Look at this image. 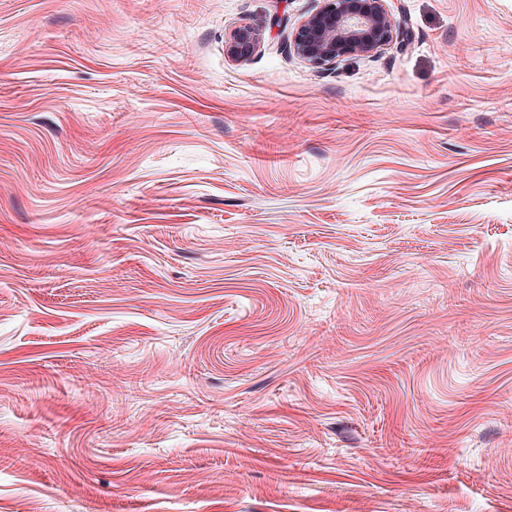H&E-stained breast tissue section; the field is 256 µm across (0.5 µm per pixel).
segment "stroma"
<instances>
[{
    "mask_svg": "<svg viewBox=\"0 0 512 512\" xmlns=\"http://www.w3.org/2000/svg\"><path fill=\"white\" fill-rule=\"evenodd\" d=\"M316 6L0 0V512H512V0ZM322 2L293 30L288 43L290 54L312 69L411 44V33L394 20L389 0ZM263 42V29L257 24L230 26L224 34V52L234 63H244L258 52Z\"/></svg>",
    "mask_w": 512,
    "mask_h": 512,
    "instance_id": "1",
    "label": "stroma"
}]
</instances>
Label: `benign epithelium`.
Masks as SVG:
<instances>
[{
	"label": "benign epithelium",
	"instance_id": "obj_1",
	"mask_svg": "<svg viewBox=\"0 0 512 512\" xmlns=\"http://www.w3.org/2000/svg\"><path fill=\"white\" fill-rule=\"evenodd\" d=\"M389 0H322V5L293 30L288 50L313 69L348 59H364L395 46L411 44L410 31L397 23ZM263 29L257 24L229 27L224 52L234 63H244L258 52Z\"/></svg>",
	"mask_w": 512,
	"mask_h": 512
}]
</instances>
